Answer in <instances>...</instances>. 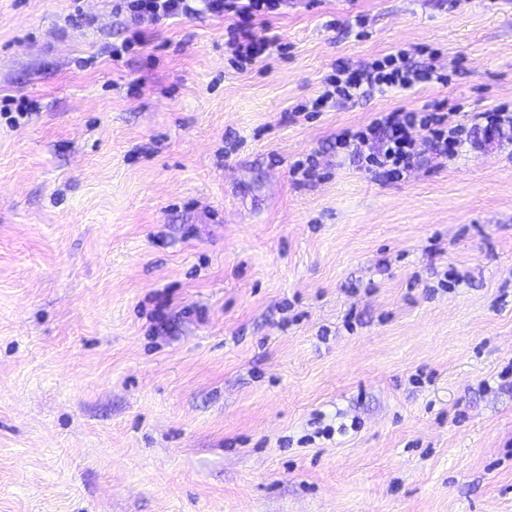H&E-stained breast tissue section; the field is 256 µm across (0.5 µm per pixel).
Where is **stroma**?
Here are the masks:
<instances>
[{
    "instance_id": "stroma-1",
    "label": "stroma",
    "mask_w": 512,
    "mask_h": 512,
    "mask_svg": "<svg viewBox=\"0 0 512 512\" xmlns=\"http://www.w3.org/2000/svg\"><path fill=\"white\" fill-rule=\"evenodd\" d=\"M78 3L0 0V512H512V134L479 118L512 0H283L244 69L209 16L113 61L125 17ZM416 46L447 84L308 111ZM436 104L458 156L336 149Z\"/></svg>"
}]
</instances>
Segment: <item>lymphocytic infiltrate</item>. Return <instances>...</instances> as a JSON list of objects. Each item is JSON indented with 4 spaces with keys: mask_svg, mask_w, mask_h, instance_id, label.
Here are the masks:
<instances>
[{
    "mask_svg": "<svg viewBox=\"0 0 512 512\" xmlns=\"http://www.w3.org/2000/svg\"><path fill=\"white\" fill-rule=\"evenodd\" d=\"M281 0H116L117 11L130 19L148 15L157 20L210 14L227 19L224 46L236 65H253L280 54L277 37L264 34L269 14L278 10ZM424 47L400 50L369 61L357 68L338 65L324 80L313 101L314 109L326 104L345 103L373 92L409 89L420 84L442 83L446 77L427 57ZM441 107L420 111L403 108L380 113L367 126L343 130L336 135V147L363 157L375 174L400 179L426 152L447 156L462 152L468 131L449 124Z\"/></svg>",
    "mask_w": 512,
    "mask_h": 512,
    "instance_id": "obj_1",
    "label": "lymphocytic infiltrate"
}]
</instances>
